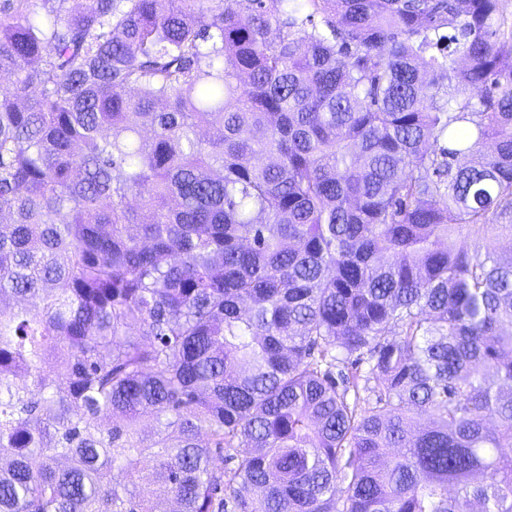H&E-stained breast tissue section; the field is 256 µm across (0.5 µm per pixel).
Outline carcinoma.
Masks as SVG:
<instances>
[{
    "instance_id": "carcinoma-1",
    "label": "carcinoma",
    "mask_w": 512,
    "mask_h": 512,
    "mask_svg": "<svg viewBox=\"0 0 512 512\" xmlns=\"http://www.w3.org/2000/svg\"><path fill=\"white\" fill-rule=\"evenodd\" d=\"M69 2L0 0V512H512L506 0Z\"/></svg>"
}]
</instances>
